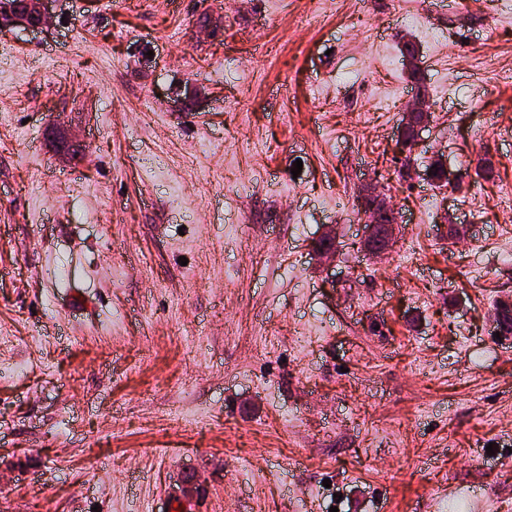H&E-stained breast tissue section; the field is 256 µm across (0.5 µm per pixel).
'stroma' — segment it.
Segmentation results:
<instances>
[{"mask_svg":"<svg viewBox=\"0 0 512 512\" xmlns=\"http://www.w3.org/2000/svg\"><path fill=\"white\" fill-rule=\"evenodd\" d=\"M406 32L414 166L451 188L395 150ZM510 185L488 0H59L0 31V512H512ZM399 52L402 57L407 79L414 83L420 82V47L412 38L399 43ZM429 112H430V110H429L428 100L421 95H416L415 99H413L412 103L409 106H407V108L405 109L403 116H402L400 135L397 140L400 151L404 152L409 147H411V150L414 149V147L416 146L417 140L414 137L410 141L407 142L405 132H406L408 126L411 123L412 124L414 123L415 115H420L422 118V121L417 126H415L416 129L418 127H420L422 124L427 123L428 122L427 118H428V116L430 117ZM360 196V210L366 214L367 219L364 220L363 226L366 229L365 239L366 242L375 234L377 224H384L385 228V245L380 249H374L370 247H376L383 241L382 228L380 227L377 231L376 236L366 246L367 252L375 258L385 254V251L389 249L396 235L398 228L397 210L394 207L392 201L387 198L384 194H379L375 189L371 190L368 188Z\"/></svg>","mask_w":512,"mask_h":512,"instance_id":"1","label":"stroma"}]
</instances>
